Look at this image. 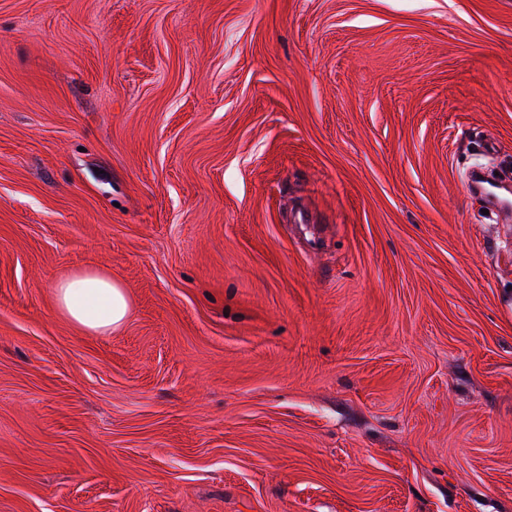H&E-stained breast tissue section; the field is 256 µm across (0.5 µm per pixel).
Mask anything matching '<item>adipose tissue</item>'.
I'll return each instance as SVG.
<instances>
[{"label": "adipose tissue", "mask_w": 512, "mask_h": 512, "mask_svg": "<svg viewBox=\"0 0 512 512\" xmlns=\"http://www.w3.org/2000/svg\"><path fill=\"white\" fill-rule=\"evenodd\" d=\"M59 314L90 333H109L123 325L129 312L124 288L106 273L83 270L55 282Z\"/></svg>", "instance_id": "1"}]
</instances>
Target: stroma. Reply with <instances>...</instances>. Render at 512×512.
<instances>
[{
    "label": "stroma",
    "instance_id": "1",
    "mask_svg": "<svg viewBox=\"0 0 512 512\" xmlns=\"http://www.w3.org/2000/svg\"><path fill=\"white\" fill-rule=\"evenodd\" d=\"M477 167L512 0H0V512H512ZM59 314L85 332L109 333L123 325L129 312L125 289L112 276L83 270L55 282Z\"/></svg>",
    "mask_w": 512,
    "mask_h": 512
}]
</instances>
